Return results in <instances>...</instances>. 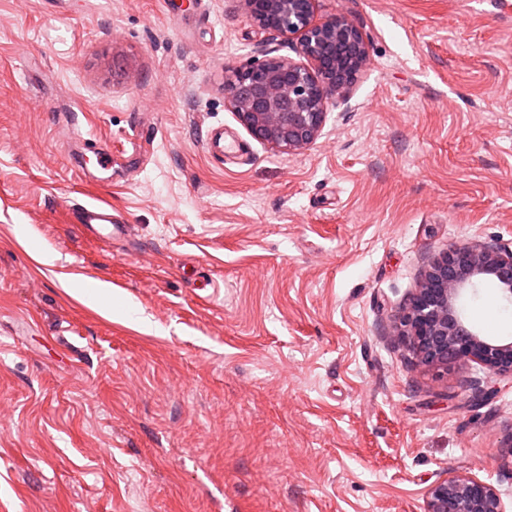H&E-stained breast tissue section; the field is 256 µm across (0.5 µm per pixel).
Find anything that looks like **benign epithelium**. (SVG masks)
<instances>
[{
  "mask_svg": "<svg viewBox=\"0 0 512 512\" xmlns=\"http://www.w3.org/2000/svg\"><path fill=\"white\" fill-rule=\"evenodd\" d=\"M316 0H246L251 19L296 40L305 62L269 59L224 80L228 107L257 141L283 153L319 137L335 93L351 85L368 60L360 30L346 18L319 19ZM487 283L512 297V249L478 241L442 251L396 324L414 362L428 370L477 365L512 374V342L484 336L471 326L460 299ZM425 512H507L498 491L467 471L453 470L427 491Z\"/></svg>",
  "mask_w": 512,
  "mask_h": 512,
  "instance_id": "obj_1",
  "label": "benign epithelium"
}]
</instances>
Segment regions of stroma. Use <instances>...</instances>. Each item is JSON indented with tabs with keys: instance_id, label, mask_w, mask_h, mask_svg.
Listing matches in <instances>:
<instances>
[{
	"instance_id": "stroma-1",
	"label": "stroma",
	"mask_w": 512,
	"mask_h": 512,
	"mask_svg": "<svg viewBox=\"0 0 512 512\" xmlns=\"http://www.w3.org/2000/svg\"><path fill=\"white\" fill-rule=\"evenodd\" d=\"M316 12L370 61L282 154L224 100L295 55L244 0H0V512H424L453 469L512 512V375L395 329L434 256L512 248V0ZM464 308L512 339L491 285ZM77 224H82L91 235L112 238L120 235L125 229L124 224H115L111 205L86 204L77 215Z\"/></svg>"
}]
</instances>
